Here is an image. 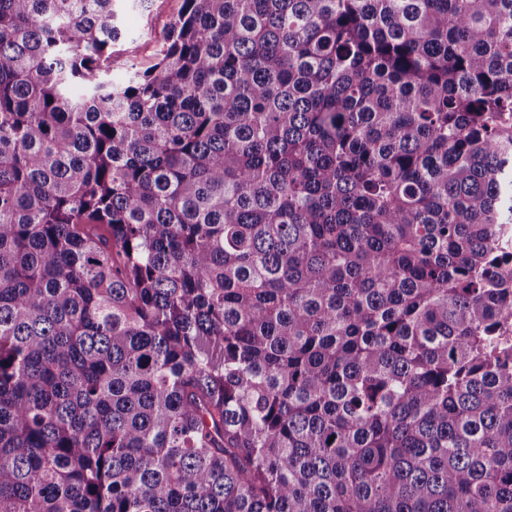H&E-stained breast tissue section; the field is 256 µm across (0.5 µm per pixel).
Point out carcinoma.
Segmentation results:
<instances>
[{
  "instance_id": "carcinoma-1",
  "label": "carcinoma",
  "mask_w": 512,
  "mask_h": 512,
  "mask_svg": "<svg viewBox=\"0 0 512 512\" xmlns=\"http://www.w3.org/2000/svg\"><path fill=\"white\" fill-rule=\"evenodd\" d=\"M114 2L0 0V512H512V0ZM181 2L155 0L151 11L145 13L130 4L120 7V25L128 38L137 40L141 60L148 61L153 57L161 43L165 25L178 13Z\"/></svg>"
}]
</instances>
